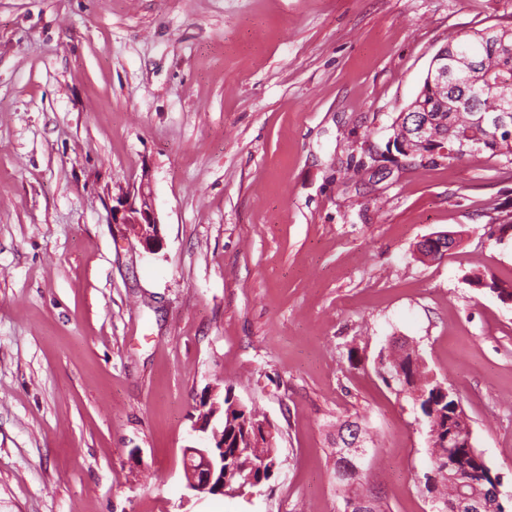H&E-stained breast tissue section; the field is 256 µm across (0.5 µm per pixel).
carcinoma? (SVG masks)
Listing matches in <instances>:
<instances>
[{"label": "carcinoma", "instance_id": "1", "mask_svg": "<svg viewBox=\"0 0 512 512\" xmlns=\"http://www.w3.org/2000/svg\"><path fill=\"white\" fill-rule=\"evenodd\" d=\"M504 43L511 50L504 51ZM448 48L479 56L476 67H471L461 58L456 63V70L462 74V80L490 88L483 109L492 112L504 102L512 103L511 22H497L465 32L448 40ZM455 107L457 104L451 101L448 90H435L425 81L414 99L394 118L392 137L397 139L403 132V114L427 110L436 123V133L452 148L446 156L448 162L487 152L491 158H503L512 164V127L498 131L474 122L469 113L457 112ZM383 370L398 384L400 391L408 394L419 406L422 420L429 429L431 465L436 476L433 512H454L452 504L457 497L456 486L449 482L448 475L461 473L467 476L472 485L465 486V490L475 495L481 494L483 489L480 476L469 472L472 464L466 449L458 444L448 445V416L454 418L456 435H461L468 427L469 418L460 399H450L441 391L442 382L423 370L419 356L412 349L383 361ZM223 403L224 467L229 469L227 490L244 495L273 476L277 446L265 438L262 426L269 425V422L261 419L255 410L237 403L229 392L225 393ZM360 467V455L341 445L334 448V470L342 498V507L337 512H346L348 501L357 498L352 487L358 477L353 471Z\"/></svg>", "mask_w": 512, "mask_h": 512}]
</instances>
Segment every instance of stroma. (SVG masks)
<instances>
[{
	"label": "stroma",
	"mask_w": 512,
	"mask_h": 512,
	"mask_svg": "<svg viewBox=\"0 0 512 512\" xmlns=\"http://www.w3.org/2000/svg\"><path fill=\"white\" fill-rule=\"evenodd\" d=\"M512 0H0V512H336L330 441L432 512L420 411L379 369L414 346L512 493V174L390 163L450 37ZM147 185L163 247L122 197ZM457 233L446 258L417 244ZM277 431L251 497H197L201 399Z\"/></svg>",
	"instance_id": "obj_1"
}]
</instances>
